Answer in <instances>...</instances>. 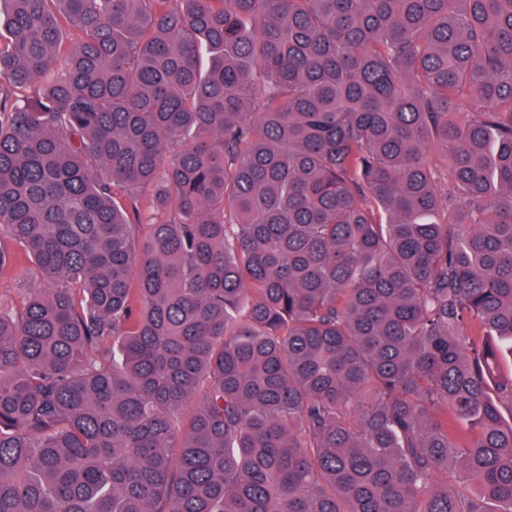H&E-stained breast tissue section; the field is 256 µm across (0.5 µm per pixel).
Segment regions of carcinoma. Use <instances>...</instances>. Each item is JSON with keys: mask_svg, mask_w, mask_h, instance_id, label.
Here are the masks:
<instances>
[{"mask_svg": "<svg viewBox=\"0 0 512 512\" xmlns=\"http://www.w3.org/2000/svg\"><path fill=\"white\" fill-rule=\"evenodd\" d=\"M0 20V512H512V0Z\"/></svg>", "mask_w": 512, "mask_h": 512, "instance_id": "carcinoma-1", "label": "carcinoma"}]
</instances>
